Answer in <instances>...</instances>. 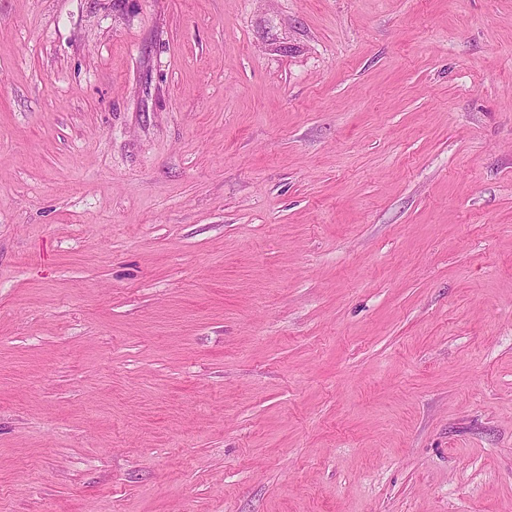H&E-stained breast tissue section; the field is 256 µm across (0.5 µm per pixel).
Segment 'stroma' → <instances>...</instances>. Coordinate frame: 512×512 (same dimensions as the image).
Returning a JSON list of instances; mask_svg holds the SVG:
<instances>
[{
  "mask_svg": "<svg viewBox=\"0 0 512 512\" xmlns=\"http://www.w3.org/2000/svg\"><path fill=\"white\" fill-rule=\"evenodd\" d=\"M0 512H512V0H0Z\"/></svg>",
  "mask_w": 512,
  "mask_h": 512,
  "instance_id": "35a3bbf8",
  "label": "stroma"
}]
</instances>
